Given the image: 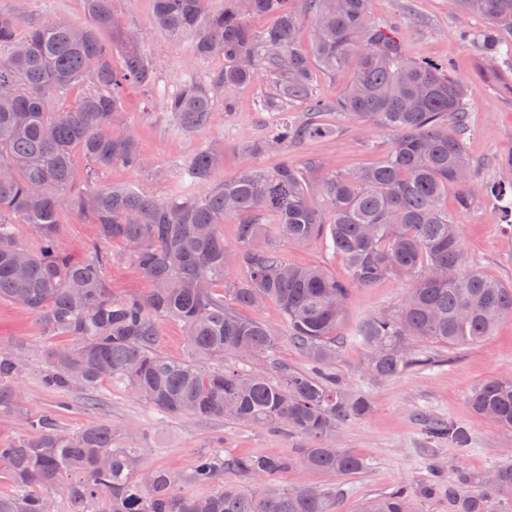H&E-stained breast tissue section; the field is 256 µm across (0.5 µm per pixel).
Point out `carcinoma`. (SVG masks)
<instances>
[{"label":"carcinoma","instance_id":"1","mask_svg":"<svg viewBox=\"0 0 512 512\" xmlns=\"http://www.w3.org/2000/svg\"><path fill=\"white\" fill-rule=\"evenodd\" d=\"M206 2L154 0L161 30L194 35L200 61L224 58L207 83L188 81L169 98L173 129L198 132L209 122L216 93H224L229 106L239 89L264 75L276 78L264 109L299 103L306 117L284 119L268 138L246 145L230 177H216L224 156L198 147L179 167L178 192L170 199L128 185L76 186L77 156L87 162L90 181L115 165L138 171L148 164L125 128L123 92L129 84L152 85L154 65L136 36L112 35V0H84V25L35 17L26 0L0 7V300L34 313L46 339L78 340L44 351L42 383L52 391H90L108 379L163 416L273 426L308 438L310 447L295 460L202 453L189 482L211 485L233 472L246 483L187 494L173 473L143 468L135 438L120 445L112 424L72 432L53 411H24L23 355L1 347L0 418L19 419L28 431L0 447V475L14 488L0 495V512H49L57 490L67 512H332L331 494L305 486L285 492L271 480L290 468L347 476L363 466L331 443L339 423L370 408L365 396L341 385L333 367L351 290L389 276L409 283L397 311L367 318L349 333L348 340L370 350L371 369L382 378L429 364L403 351L410 338L475 344L512 317V285L467 264L457 218L481 199L511 219L512 181L472 185L466 88L448 77V66L407 58L393 24L371 18L370 0H303L314 31L308 48L296 40L295 0H224L219 11L207 10ZM451 4L486 21L488 28L471 41L482 44L486 70L498 74L499 60L512 54V46L496 40V32L512 30V0ZM255 15H271L275 24L257 32L248 24ZM345 69L351 77L336 103L313 95L316 72ZM81 81L92 88L76 108L52 106ZM336 110L357 117L366 131L389 134L376 162L313 179L314 160L303 168L284 162L271 172L249 161L268 149L335 135L321 116ZM451 190L454 213L444 204ZM70 214L96 224V239L81 261L58 246ZM226 218L237 223L235 259L242 271L227 286L220 231ZM20 224L31 228L34 244L22 238ZM113 242L124 244L151 279L148 294L112 292L105 245ZM312 242L342 257L350 279L288 262L285 245ZM267 302L279 307L285 332L238 311ZM164 320L183 326L189 358L172 360L158 350ZM283 335L313 363L312 372L205 366L228 355L263 357ZM470 402L480 416L512 428L511 377L479 385ZM423 427L429 439L468 451L467 429L434 417L423 419ZM494 473L495 482L478 489L467 488L464 473L448 483L450 512H488L495 498L512 501V466ZM362 512H413V498L401 488Z\"/></svg>","mask_w":512,"mask_h":512}]
</instances>
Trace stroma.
I'll use <instances>...</instances> for the list:
<instances>
[{"label": "stroma", "instance_id": "35a3bbf8", "mask_svg": "<svg viewBox=\"0 0 512 512\" xmlns=\"http://www.w3.org/2000/svg\"><path fill=\"white\" fill-rule=\"evenodd\" d=\"M370 9L373 17L396 24L408 57L442 61L451 77L466 83L470 129L464 142L477 180L512 178V167L500 165L501 159L512 156V60L502 66L500 78H492L480 67L477 45L461 38L462 31L485 30V21L457 12L449 0H371ZM112 22L114 32L131 29L139 33L140 46L154 65V87L130 86L123 99L126 125L150 164L139 171L112 167L99 176V183L129 184L149 194L170 195L177 184L179 164L200 146L222 152L225 173H233L243 159L244 144L264 138L278 118L277 113L263 109L275 92L274 77L265 76L241 89L231 112L224 109L223 95H215L208 124L193 137L182 136L168 121V96L188 81L206 83L211 72L223 68V59L196 60L192 36L173 37L161 31L153 0H113ZM325 119L336 125L335 136L257 154L254 164L272 170L285 161L301 166L318 158L328 169L344 170L372 163L377 153L369 149V142L388 138L381 130L363 136L360 120L352 116L329 112ZM458 220L469 263L512 284V226L500 223L488 203L459 215ZM110 251L108 276L113 291L119 295L148 292L150 281L125 259L123 247L116 244ZM286 254L290 263L323 266L339 280L349 277L346 262L322 244L290 245ZM407 288L405 280L390 277L369 288L353 289L343 331H350L365 318L397 309ZM44 344L35 314L0 301V347L21 350L28 357L29 367L19 380L26 411L35 415L57 410L61 426L71 431L108 422L113 430L138 433L144 466L182 477L185 493L197 491L185 478L201 452L220 448L228 455L293 459L309 445L302 436L228 418L164 417L123 387L108 382L89 392L78 390L61 396L41 382L39 352ZM407 348L425 352L433 358V365L380 380L370 369L367 347L348 343L336 357L335 369L346 388L366 395L371 402L364 417L341 423L333 437L336 447L363 459V468L347 477L291 469L277 477L276 487L290 491L303 483L333 493L335 512H361L370 500L403 488L414 495L416 512H448L447 483L457 471L479 480L495 468L512 465V430L476 415L469 405L474 387L493 378L512 377V318L503 320L492 336L474 345L451 348L420 338L410 340ZM425 415L468 428V451L461 454L450 442L428 439L418 423ZM432 464L442 469L446 483L434 495L423 497L419 490Z\"/></svg>", "mask_w": 512, "mask_h": 512}]
</instances>
